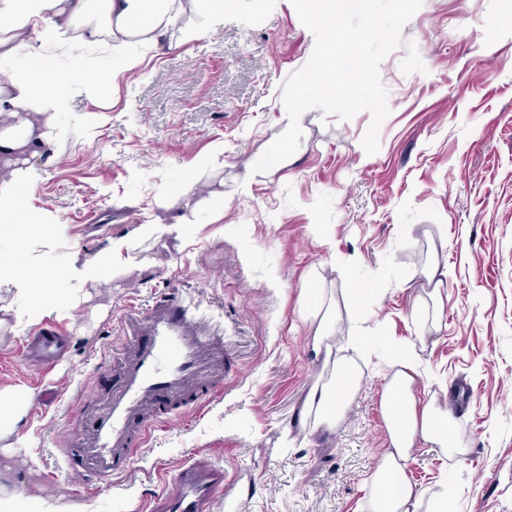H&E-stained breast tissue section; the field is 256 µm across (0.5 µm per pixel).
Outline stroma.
Segmentation results:
<instances>
[{"label": "stroma", "instance_id": "obj_1", "mask_svg": "<svg viewBox=\"0 0 512 512\" xmlns=\"http://www.w3.org/2000/svg\"><path fill=\"white\" fill-rule=\"evenodd\" d=\"M203 22L198 0H185L158 45L100 57L64 47L51 59L97 70L105 83L57 113L56 159L35 165L26 190L30 213L56 232L0 239V262L69 268L62 290L81 299L43 314L18 283L0 280V388L63 393L59 407L29 412L0 439V486L15 493L14 512L31 499L45 512H142L193 451L223 465L238 512H366L362 482L388 443L380 393L394 348L409 346L417 397L442 384L455 393V436L466 450L457 460L413 449L408 477L425 507L444 489L455 512H512V0H424L402 37L425 69L402 72L405 44L383 60L390 114L372 156L361 147L365 111L342 121L312 109L281 136L282 84L314 47L289 0H233L222 24L184 38ZM280 152L287 167L238 191L246 166ZM191 180L189 222L172 230L157 200ZM94 212L107 222L90 225ZM154 223L161 229L150 239L132 237ZM124 236L127 263L96 271ZM440 241L445 314L440 331L426 332L406 283ZM337 263L347 275L333 272ZM319 282L341 303L347 289H363L359 320L340 331L373 339L355 357L361 388L330 431L298 423L321 375L301 316L303 294ZM169 291L222 332L224 394L157 428L131 475L80 493L63 452L85 427L74 407L106 401L112 370L101 358L120 344L124 310ZM42 321L70 341L68 358L44 376L19 354Z\"/></svg>", "mask_w": 512, "mask_h": 512}]
</instances>
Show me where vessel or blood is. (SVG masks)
I'll return each instance as SVG.
<instances>
[{
	"instance_id": "1",
	"label": "vessel or blood",
	"mask_w": 512,
	"mask_h": 512,
	"mask_svg": "<svg viewBox=\"0 0 512 512\" xmlns=\"http://www.w3.org/2000/svg\"><path fill=\"white\" fill-rule=\"evenodd\" d=\"M121 334L126 345L113 362L112 390L102 406L86 412L85 434L75 445L79 463L67 468L75 478L86 460L100 477H125L152 428L224 392V341L191 318L175 294L143 311L126 309ZM67 348L65 332L46 322L21 345L20 355L24 364L48 373ZM219 502L233 512L234 502L224 497V468L195 453L149 498L146 512H214Z\"/></svg>"
}]
</instances>
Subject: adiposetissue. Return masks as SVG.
<instances>
[{
	"instance_id": "adipose-tissue-1",
	"label": "adipose tissue",
	"mask_w": 512,
	"mask_h": 512,
	"mask_svg": "<svg viewBox=\"0 0 512 512\" xmlns=\"http://www.w3.org/2000/svg\"><path fill=\"white\" fill-rule=\"evenodd\" d=\"M183 12V0H0V15L9 17L0 28V58L22 55L39 58L50 39L72 33L74 45L99 41L126 45L158 42ZM98 73L47 72L28 69L9 73L0 81V123H17V131L0 133V232L20 240L39 232L28 221L22 188L35 162L48 155L54 141L53 116L80 93L99 87ZM448 286V265L441 251L431 253L422 268L414 314L432 310L441 320L442 291ZM346 305H338L333 290H308L303 302L310 312L312 350L322 362L319 382L309 390L299 415L301 425L331 430L358 393L362 374L352 357L336 342V320L353 313L360 290L349 292ZM396 369L381 393L389 446L369 477V512H421V496L406 477L411 450L416 444L436 448L448 456H463L452 433V416L437 396L419 401L415 394L416 360L413 350L396 352Z\"/></svg>"
}]
</instances>
